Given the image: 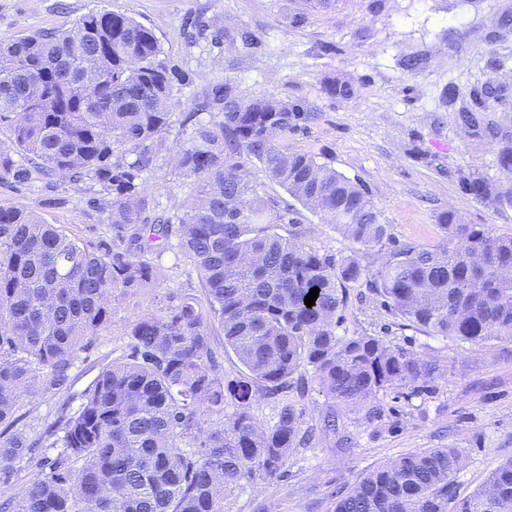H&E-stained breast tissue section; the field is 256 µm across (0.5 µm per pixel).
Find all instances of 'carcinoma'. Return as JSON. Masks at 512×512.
I'll use <instances>...</instances> for the list:
<instances>
[{
	"instance_id": "carcinoma-1",
	"label": "carcinoma",
	"mask_w": 512,
	"mask_h": 512,
	"mask_svg": "<svg viewBox=\"0 0 512 512\" xmlns=\"http://www.w3.org/2000/svg\"><path fill=\"white\" fill-rule=\"evenodd\" d=\"M153 32L135 19L92 9L69 29L0 43V178L37 173L91 180L111 197L108 223L124 247L90 251L32 210L0 207V482L16 465L44 473L0 512H224V491L261 471L274 475L313 431L302 412L281 407L273 426L253 400L276 395L311 368L333 402L367 422L382 417L380 395L440 375L439 361L395 349L376 336H341L350 290L364 286L402 319L401 328L463 343L512 341V236L441 214L435 245L396 243L369 192L329 164L281 143L319 113L262 94L242 98L228 83L213 90L220 120L193 129L175 169L194 181L183 208L151 217L144 173L169 125L173 78ZM325 92L350 99L329 79ZM502 85L471 91L459 111L467 129L505 97ZM132 155L134 159L126 160ZM300 204L322 213L358 252L337 256L299 241L295 211L260 195L248 166ZM467 193L512 205V190L481 179ZM179 225V248L197 271L207 308L190 295L130 325L126 361L102 368L79 410L60 421L52 461L15 429L23 397L64 385L87 339L112 322L113 301L156 285L153 230ZM292 226L288 235L277 231ZM375 257V266L363 263ZM319 288L314 305L304 298ZM249 372L224 384L212 360L210 326ZM232 413H224L227 400ZM224 415L206 430L201 415ZM459 448H428L364 473L335 493L333 512H512V459L459 501Z\"/></svg>"
}]
</instances>
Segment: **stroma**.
<instances>
[{"instance_id": "1", "label": "stroma", "mask_w": 512, "mask_h": 512, "mask_svg": "<svg viewBox=\"0 0 512 512\" xmlns=\"http://www.w3.org/2000/svg\"><path fill=\"white\" fill-rule=\"evenodd\" d=\"M101 8L152 29L161 59L180 75L162 134L164 149L146 176V194L157 210L190 200L193 186L175 174L171 157L194 125L216 121V110L196 105L228 81L248 98L272 94L315 108L319 119L288 134L284 146L315 155L362 184L397 242L437 243L439 216L448 210L464 223L512 234V205L463 189L474 178L502 191L512 188L498 164L501 142L472 137L455 121L457 104L468 100L472 88L512 85V29L500 26L512 16V0H341L335 12L309 14L300 28L289 24V0H0V42L70 28ZM243 28L257 33V48L231 41V33ZM413 56L422 64L410 71L403 62ZM330 77L350 83L353 97L329 96L323 84ZM450 87L457 93L452 103L445 95ZM101 197L91 181L0 178V207L34 209L92 251L114 237L106 211L97 206ZM295 207L306 246L351 253L352 243L335 225ZM154 246L161 271L157 286L116 302L111 324L79 353L67 385L22 399L18 428L43 438L60 416L77 412L100 370L129 354L127 329L143 312L185 294L205 302L176 232ZM401 322L379 299L353 298L338 333L376 336L392 347L433 355L444 367L442 377L420 392L387 391L382 421L340 413L335 430L296 449L276 476L259 472L228 491L224 512H333V491L352 487L366 471L403 454L448 446L466 454L455 477L456 495L463 499L512 457V342H456L402 328ZM304 378L305 394L291 389L278 400L255 399V416L274 423L278 403L285 400L302 411L304 426L318 425L331 401L312 372Z\"/></svg>"}]
</instances>
